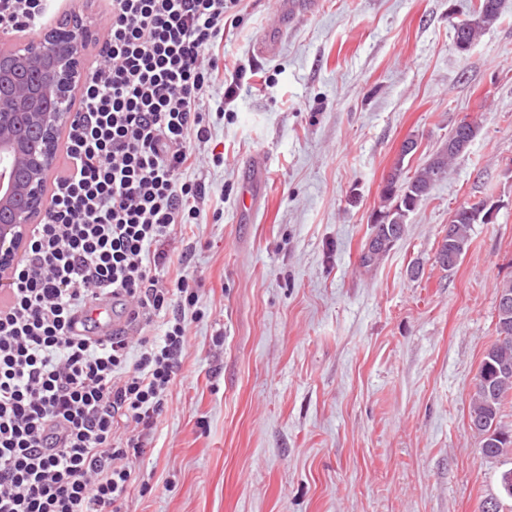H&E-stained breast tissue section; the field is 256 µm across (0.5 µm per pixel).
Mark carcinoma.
I'll use <instances>...</instances> for the list:
<instances>
[{
	"mask_svg": "<svg viewBox=\"0 0 512 512\" xmlns=\"http://www.w3.org/2000/svg\"><path fill=\"white\" fill-rule=\"evenodd\" d=\"M506 0H478L474 15L453 25L454 38L471 47L483 32L502 17ZM480 132L475 121H465L453 128L448 139L428 161L410 173L405 159L411 155L401 146L398 158L382 190L380 219L371 225L359 264L371 269L401 240L407 220L434 185L448 178L453 161L464 152ZM490 210L483 203L462 206L454 211L437 251L436 263L444 270L453 269L465 254L473 224H484ZM512 303V280L497 286L496 338L486 350L473 384L469 426L478 436L481 453L486 458L512 455V429L502 423L503 408L512 399V311L501 312L503 300Z\"/></svg>",
	"mask_w": 512,
	"mask_h": 512,
	"instance_id": "carcinoma-1",
	"label": "carcinoma"
}]
</instances>
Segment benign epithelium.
Instances as JSON below:
<instances>
[{
  "instance_id": "benign-epithelium-1",
  "label": "benign epithelium",
  "mask_w": 512,
  "mask_h": 512,
  "mask_svg": "<svg viewBox=\"0 0 512 512\" xmlns=\"http://www.w3.org/2000/svg\"><path fill=\"white\" fill-rule=\"evenodd\" d=\"M82 26L41 38L0 39V280L22 259L32 227L49 208L47 183L60 130L75 117L71 97L81 76Z\"/></svg>"
}]
</instances>
